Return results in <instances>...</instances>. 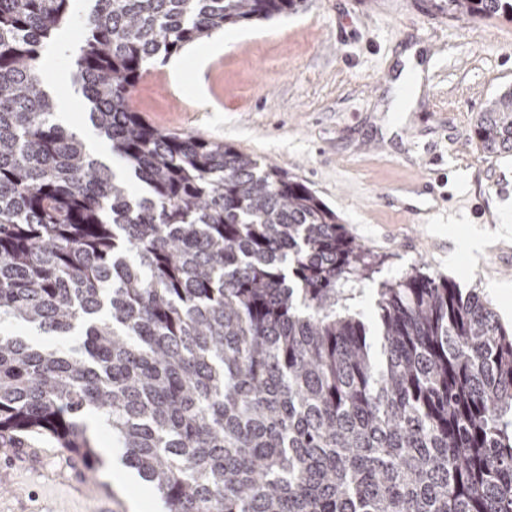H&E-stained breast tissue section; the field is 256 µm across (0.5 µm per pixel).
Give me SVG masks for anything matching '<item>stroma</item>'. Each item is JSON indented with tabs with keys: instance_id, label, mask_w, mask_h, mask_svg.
Returning a JSON list of instances; mask_svg holds the SVG:
<instances>
[{
	"instance_id": "stroma-1",
	"label": "stroma",
	"mask_w": 512,
	"mask_h": 512,
	"mask_svg": "<svg viewBox=\"0 0 512 512\" xmlns=\"http://www.w3.org/2000/svg\"><path fill=\"white\" fill-rule=\"evenodd\" d=\"M77 24L58 34L53 89L70 100L65 124L88 128L72 84ZM231 41L206 68L190 49L180 72L156 65L133 105L154 127L223 142L295 175L335 209L354 241L381 265L354 291L351 310L378 325V288L413 271L476 290L512 330L498 286L512 288V156L491 157L472 139L488 101L512 90V23L460 20L430 0H307L303 9L226 30ZM423 80L400 85L404 50ZM479 251L457 253L465 235ZM93 437L110 512H129L126 488L145 485L122 461L105 422ZM36 462L0 470V512H90L70 485V455L31 439Z\"/></svg>"
}]
</instances>
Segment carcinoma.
Returning <instances> with one entry per match:
<instances>
[{"label":"carcinoma","instance_id":"1","mask_svg":"<svg viewBox=\"0 0 512 512\" xmlns=\"http://www.w3.org/2000/svg\"><path fill=\"white\" fill-rule=\"evenodd\" d=\"M72 0H0V438L91 472L98 413L168 512H512V333L476 291L378 289L380 359L344 289L372 262L303 182L148 124L151 66L302 0H89L71 58L95 155L40 60ZM512 22V0H434ZM512 153V91L473 128Z\"/></svg>","mask_w":512,"mask_h":512}]
</instances>
